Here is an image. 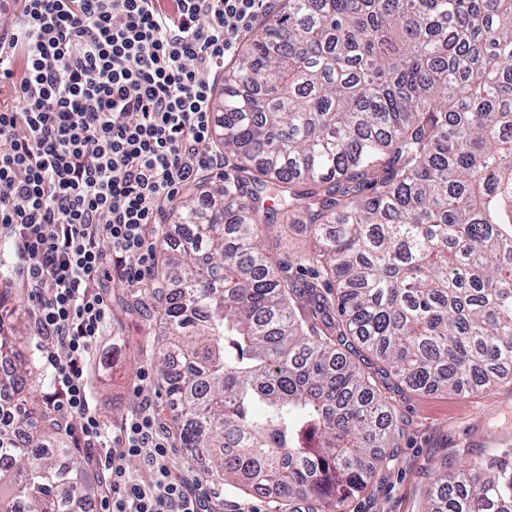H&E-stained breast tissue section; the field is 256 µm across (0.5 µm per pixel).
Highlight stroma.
<instances>
[{"instance_id":"stroma-1","label":"stroma","mask_w":512,"mask_h":512,"mask_svg":"<svg viewBox=\"0 0 512 512\" xmlns=\"http://www.w3.org/2000/svg\"><path fill=\"white\" fill-rule=\"evenodd\" d=\"M9 295L0 319L13 323L28 346L37 342L34 306L17 279L1 280ZM111 310L107 334L92 359L91 394L112 429H119L143 400L164 403L153 356V305L143 289L104 282ZM398 415L395 459L353 498L346 512H426L427 494L441 467L459 468L488 448H512V381L472 395L403 390L393 395ZM223 512H289L270 490L225 487Z\"/></svg>"}]
</instances>
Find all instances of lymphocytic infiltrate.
<instances>
[{"label": "lymphocytic infiltrate", "mask_w": 512, "mask_h": 512, "mask_svg": "<svg viewBox=\"0 0 512 512\" xmlns=\"http://www.w3.org/2000/svg\"><path fill=\"white\" fill-rule=\"evenodd\" d=\"M272 10V0H20L0 32V72L16 52L25 63L15 95L0 98V239L51 343L52 404L103 512H210L198 478L173 474L155 402L116 432L98 413L90 363L109 319L98 285L149 278L165 205L223 167L221 152L198 150L212 135L216 78ZM132 457L154 481L127 470Z\"/></svg>", "instance_id": "lymphocytic-infiltrate-1"}]
</instances>
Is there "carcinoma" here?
I'll return each instance as SVG.
<instances>
[{"label":"carcinoma","mask_w":512,"mask_h":512,"mask_svg":"<svg viewBox=\"0 0 512 512\" xmlns=\"http://www.w3.org/2000/svg\"><path fill=\"white\" fill-rule=\"evenodd\" d=\"M234 174L149 289L170 429L231 486L345 504L392 462L395 407L365 369L461 395L512 378V0H285L214 101ZM276 200L278 205L266 202ZM305 224L308 279L265 233ZM0 326V512H68L94 492L35 359ZM427 512H512V459L443 470Z\"/></svg>","instance_id":"cac0c4a2"}]
</instances>
